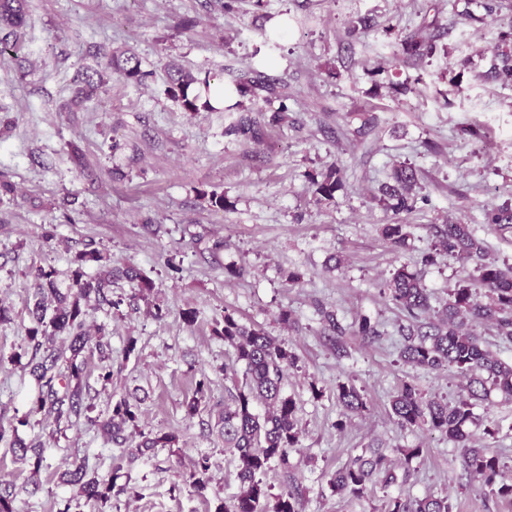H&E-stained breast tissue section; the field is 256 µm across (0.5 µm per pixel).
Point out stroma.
I'll return each mask as SVG.
<instances>
[{
	"label": "stroma",
	"instance_id": "obj_1",
	"mask_svg": "<svg viewBox=\"0 0 512 512\" xmlns=\"http://www.w3.org/2000/svg\"><path fill=\"white\" fill-rule=\"evenodd\" d=\"M484 14L483 0H234L228 11L219 0H29L21 50L0 55V180L14 188L0 197V305L11 310L0 323V423L27 413L37 393L12 360L28 347L30 270L53 267L58 287L68 289L73 260L90 243L112 265L149 277L153 301L168 310L153 319L123 280L112 287L120 309L89 310L87 326L110 331L114 372L108 388L89 377L95 410L133 392L143 430L176 429L181 438L178 456L159 448L117 471V448L86 421L54 432L31 418L18 434L42 443L49 463L37 493L29 469L0 443V479L14 485L18 512H51L55 497L70 495L59 475L76 455L113 477L112 512H213L217 499L236 495V463L211 434L207 411L190 418L182 405L204 376L210 405L224 402L235 366L211 329L227 311L298 358L285 391L299 407L302 443L291 474L273 469L266 481L277 490L299 485L305 512H379L384 495L405 489L448 495L454 512H512V502L480 494L446 438L404 432L390 420L389 396L402 382L451 400L460 380L403 364L402 316L380 293L396 268L427 250L431 225L449 219L477 226L488 253L512 263V232L486 229L483 216L486 204L512 203V86L470 77L489 68L512 7L493 21ZM360 17L371 18L370 30L349 34ZM426 17L438 20L434 56L380 74ZM277 26L276 44L267 43ZM125 53L139 58L144 81L113 70L111 59ZM172 59L228 85L262 67L278 92L265 108L287 103L286 120L255 140L226 135L233 114H191L168 93L164 66ZM463 67L468 76L454 82ZM93 70L102 75L97 90L75 102L79 75ZM395 82L407 91L392 90ZM467 127L480 138L464 136ZM403 162L421 175V201L405 216L411 247L397 251L380 235L388 218L375 197ZM332 164L344 186L335 200L316 202L309 177ZM212 191L231 209L213 211ZM232 263L242 276L225 274ZM292 270L303 275L293 287ZM420 273L439 308L474 265L442 257ZM187 309L197 312L194 325L183 320ZM282 309L291 311V326L278 322ZM325 310L345 327L369 316L381 336L367 343L345 335L347 353L339 355L324 334ZM348 381L373 407L340 431L335 389ZM476 413L500 425L492 438L475 428L478 443L512 464V404ZM372 445L392 459L401 447L424 454L407 485L359 501L332 495L331 475ZM202 455L214 477L206 496L172 492L176 463Z\"/></svg>",
	"mask_w": 512,
	"mask_h": 512
}]
</instances>
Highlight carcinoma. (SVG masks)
<instances>
[{
    "instance_id": "cac0c4a2",
    "label": "carcinoma",
    "mask_w": 512,
    "mask_h": 512,
    "mask_svg": "<svg viewBox=\"0 0 512 512\" xmlns=\"http://www.w3.org/2000/svg\"><path fill=\"white\" fill-rule=\"evenodd\" d=\"M26 14L27 0H0V22L10 27L9 32L0 36V53L20 50L18 32L25 25ZM434 51L433 36L422 26L402 40L394 60L402 56L423 60ZM117 70L128 80L141 81L147 76L133 54L126 56ZM167 79L168 91L186 111L194 114L214 111L208 102L201 101L200 94L193 93L196 87L209 84V76L201 77L170 63ZM475 80L512 85V25L498 31L495 60L487 71L476 74ZM236 89L242 97L257 90L275 94L274 86L259 76L242 77ZM224 111L240 113L225 134L252 139L261 135L260 119L265 113L258 103L246 109L238 101ZM391 179L392 183L382 190L379 203L392 213V219L382 225L380 232L393 248L405 249L411 233L402 215L415 208L413 189L419 181L418 171L401 163L393 169ZM311 183L317 201H331L342 187L340 169L330 165L315 175ZM484 211L489 229L512 231V206L488 204ZM441 255L476 261V275L448 291V302L442 309L432 306L426 284L406 265L392 272L380 294L405 318V323L399 326L404 340L400 360L427 372L454 373L460 379L459 390L453 401L448 402L424 393L412 382H405L390 396L389 414L402 430L427 429L440 433L459 449L463 469L480 483L486 496L512 500V481L505 477L501 457L475 444L470 432V426L476 424V406L490 402L494 396L512 402V362L494 355L480 334V330L491 328L502 341L512 343V264L489 256L471 225L454 222L434 226L431 248L421 255V263L434 264ZM102 260V253L95 247L81 251L71 271V287L65 293L57 286L54 268L32 267L34 293L29 313L33 326L28 328L32 351L17 353L15 358H28L29 375L36 382L38 393L17 424L0 425V442L9 443L15 460L28 466L33 477L44 467L43 449L25 443L17 434V426L27 425L33 416L41 417L59 430L69 426L72 418L84 415L107 443L118 448L126 444L129 434L136 433L140 437L136 451L141 456L157 448H174L180 441V433L175 430L140 429L139 405L125 397L112 403L107 413L89 416L94 405L87 402L89 385L80 356L93 347L105 360L110 358L112 350L105 325H100L94 336L85 330L88 302L92 300L101 308L119 309L121 300L112 299V282L117 279L131 283L135 297L146 303L155 288L153 281L133 266H102L94 275L85 271L86 266ZM351 330L365 342L379 335L377 324L366 315L355 320ZM213 334L224 339L235 361L243 365L242 379L235 381L224 407L210 410L224 452L237 463L239 482L237 495L218 500L215 512H303L298 492L284 488L274 493L264 480L273 467L286 473L293 469L292 453L300 447L303 436L297 403L283 388L287 371L297 363L296 355L285 342L240 323L230 314L215 323ZM59 335L65 336V341L58 346L54 338ZM206 388L205 381H200L192 398L185 403L188 416L199 413L206 402ZM336 400L342 407V419L336 423L340 429L347 420L369 410L367 397L351 382L336 385ZM422 452L419 447L398 449L404 465L400 476L391 460L377 449L356 456L332 474L331 493L360 500L377 487L385 490L399 479L405 483L411 476L412 461ZM60 483L71 487L73 494L57 498L53 512H76L82 506L89 512H109L112 508V482L90 475L81 459L67 463ZM212 483L209 458L201 456L180 473L172 489L187 488L204 497ZM381 512H452V505L446 494L387 495Z\"/></svg>"
}]
</instances>
